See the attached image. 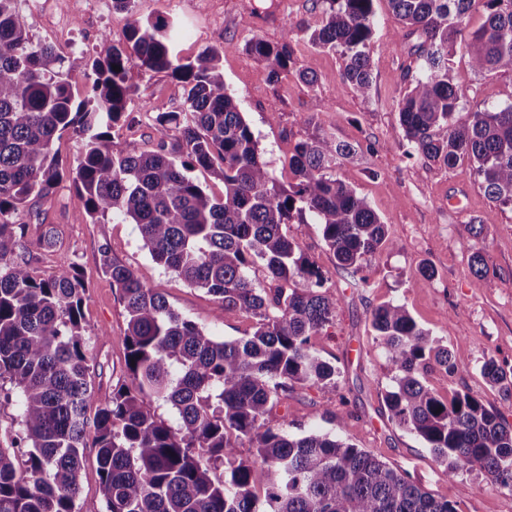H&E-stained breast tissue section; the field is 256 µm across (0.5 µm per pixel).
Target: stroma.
I'll list each match as a JSON object with an SVG mask.
<instances>
[{
    "label": "stroma",
    "instance_id": "stroma-1",
    "mask_svg": "<svg viewBox=\"0 0 512 512\" xmlns=\"http://www.w3.org/2000/svg\"><path fill=\"white\" fill-rule=\"evenodd\" d=\"M375 36L371 52L373 89L359 97L340 77L339 54L313 48L298 22L315 25L320 5L314 0H134L131 11L113 9L112 0H20L19 14L32 41L50 44L56 55L96 57L109 45L124 43L136 19L175 21L176 50L186 59L203 50L222 52L224 82L249 122L270 172L291 181L285 161L309 124L337 139L375 143L374 152L344 162L338 174L352 184L387 226L389 244L373 258L365 274L367 289L351 287L327 249L320 225L292 224L288 235L317 261L324 287L339 300L335 320L312 337L314 351L335 365L336 382L321 388L295 385L273 408L269 423L300 435L317 429L371 451L405 470L436 498L457 503L461 512H512V491L487 482L478 469L447 478L442 466L414 434L391 421L384 395L393 372L371 331V311L394 302L406 306L417 323L442 339L462 368L429 373L428 383L442 397L457 392L477 395L486 408L512 424V392L489 385L480 373L487 358L512 372V210L492 204L467 167L448 169L418 155H408L395 103L421 62L409 52L406 27L375 0ZM294 34H287V27ZM261 39L289 41L294 64L287 75L271 80L266 62L245 44ZM454 77L468 110L512 103V73L478 74L468 65L464 43H457ZM316 73L303 83L299 71ZM136 93L129 110L135 120L116 132L113 148L133 152L154 144L150 107L181 110L184 89L165 72L131 67ZM81 142L63 135L53 149L67 173L40 207L55 224L58 241L47 251L30 244L31 269L37 277L54 275L62 262L75 263L87 285L83 305L84 335L91 358L92 384L100 396L126 379L127 318L117 288L100 267L101 251L131 266L138 277L164 294L169 304L208 334L231 341L254 330V320L203 289L189 286L156 264L144 248L136 225L94 224L81 212L68 176L75 169ZM483 224L472 236L469 221ZM474 240L488 271L478 279L470 265L466 240ZM433 270L425 277L423 268ZM17 388L0 381V445L23 434ZM76 512H106L93 448H86Z\"/></svg>",
    "mask_w": 512,
    "mask_h": 512
}]
</instances>
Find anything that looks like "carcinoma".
Wrapping results in <instances>:
<instances>
[{"mask_svg": "<svg viewBox=\"0 0 512 512\" xmlns=\"http://www.w3.org/2000/svg\"><path fill=\"white\" fill-rule=\"evenodd\" d=\"M17 2L0 0V379L19 389L24 436L0 446V512H76L89 443L107 512H461L330 433L296 437L268 424L281 393L295 384L325 387L337 373L311 338L333 324L338 299L321 291L319 266L287 225L308 217L321 225L350 284L370 287L364 271L387 246V227L336 170L375 146L324 131L302 137L285 185L268 171L227 92L218 50L185 60L168 21L136 19L125 44L65 60L31 41ZM318 2L321 24L301 30L314 47L339 53L342 79L369 97L374 0ZM387 2L423 60L396 106L408 152L450 170L469 163L490 201L512 209V104L462 121L465 93L452 77L463 37L473 71L512 72V0ZM477 10L483 23L469 31ZM245 49L275 81L292 64L287 39H253ZM135 63L182 83L183 109L153 110L152 149L116 152L111 130L130 117ZM75 73L90 85L79 102L69 83ZM65 134L82 143L72 182L91 223L109 224L117 213L130 219L156 264L255 319L252 334L215 340L104 249L102 270L127 313L128 381L96 397L82 334L85 283L72 263L35 276L24 258L29 229L46 248L56 246V230L12 221L62 181L52 144ZM195 169L221 180L224 194L208 193L189 175ZM371 328L395 372L385 394L390 419L430 449L446 476L476 467L512 490V424L471 393L448 400L428 385L434 367L461 368L448 347L398 303L375 307ZM481 375L512 387L492 357ZM154 399L171 404L177 426L155 414ZM244 439L251 459L238 455Z\"/></svg>", "mask_w": 512, "mask_h": 512, "instance_id": "obj_1", "label": "carcinoma"}]
</instances>
